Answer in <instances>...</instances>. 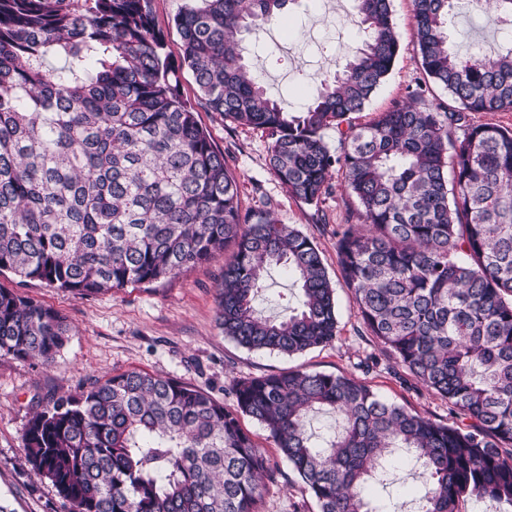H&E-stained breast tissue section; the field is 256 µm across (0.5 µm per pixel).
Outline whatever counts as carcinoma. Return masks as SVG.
<instances>
[{
  "instance_id": "1",
  "label": "carcinoma",
  "mask_w": 512,
  "mask_h": 512,
  "mask_svg": "<svg viewBox=\"0 0 512 512\" xmlns=\"http://www.w3.org/2000/svg\"><path fill=\"white\" fill-rule=\"evenodd\" d=\"M152 0H0V274L81 296L172 279L231 250L216 326L249 350L332 343L335 288L314 242L270 208L242 209L224 152L173 82ZM288 0H188L174 18L201 104L271 139L270 170L307 204L352 198L338 240L344 284L366 331L467 424L381 398L343 374L288 370L233 380L225 404L189 383L127 370L53 398L24 429L27 462L71 512H259L275 482L240 418L257 420L317 512H381L397 449L412 453L417 512L466 497L512 512V48L458 54V0H412L419 62L450 103L395 101L355 122L400 52L392 0H356L362 45L302 112L269 98L241 35ZM499 25L512 0H471ZM334 128L339 147L325 131ZM274 266L300 292L274 317L255 298ZM71 324L0 288V356L55 363ZM340 430L322 437L310 414Z\"/></svg>"
}]
</instances>
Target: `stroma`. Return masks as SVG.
Wrapping results in <instances>:
<instances>
[{
    "instance_id": "obj_1",
    "label": "stroma",
    "mask_w": 512,
    "mask_h": 512,
    "mask_svg": "<svg viewBox=\"0 0 512 512\" xmlns=\"http://www.w3.org/2000/svg\"><path fill=\"white\" fill-rule=\"evenodd\" d=\"M185 2L152 0V10L169 59L179 68V91L194 105L197 88L191 72L180 66L181 40L174 25ZM392 11L401 50L386 83L362 113L365 121L392 101L408 97L426 80L417 59L412 0H392ZM452 33L455 46L468 56L491 55L500 44L496 28L477 20L467 0L454 19ZM362 38L355 0H290L266 29L244 35V56L267 92L296 111ZM198 119L223 151L243 206L270 200L271 211L281 223L294 225L318 247L336 287L338 336L330 345L292 357L250 351L225 338L215 322V293L224 266L220 255L175 279L88 297L1 274V287L53 307L73 328L52 366L0 357V506L7 512H69L52 484L33 475L23 447L25 425L46 398L77 391L116 372L141 369L177 378L221 402L227 401L232 380L241 376L288 369L351 374L363 377L388 401L446 422L459 418L446 400L396 378L392 359L366 336L338 265L337 233L349 221L344 197L334 193L309 205L289 196L269 168L270 140L265 133L225 122L204 109L199 110ZM371 355L378 364L362 373L359 363ZM241 424L277 462V482L264 496L260 512H316L314 500L287 461L279 459L263 426L247 416ZM415 471L411 455L397 451L386 483L371 485L370 498L383 512H412L421 490Z\"/></svg>"
}]
</instances>
